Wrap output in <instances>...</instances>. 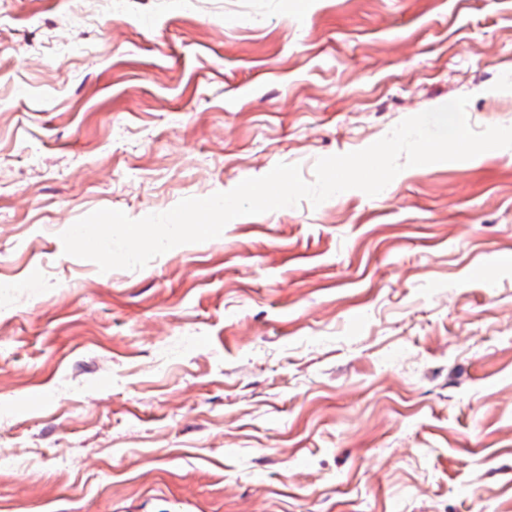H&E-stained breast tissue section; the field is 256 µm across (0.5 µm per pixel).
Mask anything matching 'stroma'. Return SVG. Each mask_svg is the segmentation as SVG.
I'll use <instances>...</instances> for the list:
<instances>
[{
	"mask_svg": "<svg viewBox=\"0 0 512 512\" xmlns=\"http://www.w3.org/2000/svg\"><path fill=\"white\" fill-rule=\"evenodd\" d=\"M507 69L512 0H0V512H512V149L140 270L60 239L512 126Z\"/></svg>",
	"mask_w": 512,
	"mask_h": 512,
	"instance_id": "stroma-1",
	"label": "stroma"
}]
</instances>
